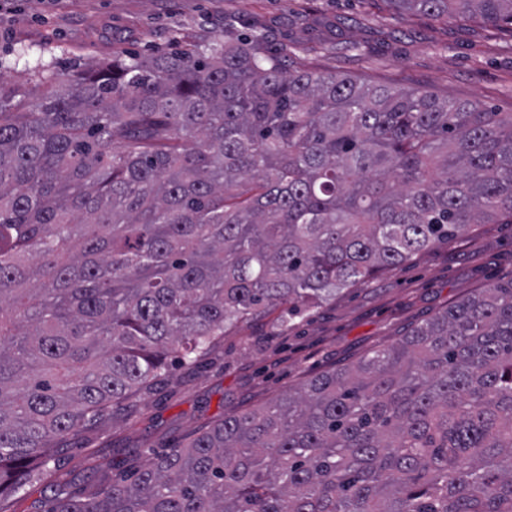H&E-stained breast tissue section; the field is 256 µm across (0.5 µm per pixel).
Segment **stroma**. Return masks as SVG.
<instances>
[{"label":"stroma","mask_w":512,"mask_h":512,"mask_svg":"<svg viewBox=\"0 0 512 512\" xmlns=\"http://www.w3.org/2000/svg\"><path fill=\"white\" fill-rule=\"evenodd\" d=\"M228 18L241 36L263 28L268 52L287 49L293 69L512 112V32L399 12L384 0H0V76L35 92L39 66L73 74L118 53L220 40ZM510 277L512 224H473L448 244L343 290L288 331L271 315L238 324L197 364L171 360L163 379L58 443L55 466L11 508L47 512L58 484L87 492L103 464L111 479L131 478L225 413L351 366L461 297Z\"/></svg>","instance_id":"stroma-1"}]
</instances>
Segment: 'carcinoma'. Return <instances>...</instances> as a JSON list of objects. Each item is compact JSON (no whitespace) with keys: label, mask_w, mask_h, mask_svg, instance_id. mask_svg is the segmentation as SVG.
Listing matches in <instances>:
<instances>
[{"label":"carcinoma","mask_w":512,"mask_h":512,"mask_svg":"<svg viewBox=\"0 0 512 512\" xmlns=\"http://www.w3.org/2000/svg\"><path fill=\"white\" fill-rule=\"evenodd\" d=\"M512 26V0H387ZM258 30L0 78V512L171 358L512 224V112L290 70ZM51 512H512V281Z\"/></svg>","instance_id":"carcinoma-1"}]
</instances>
